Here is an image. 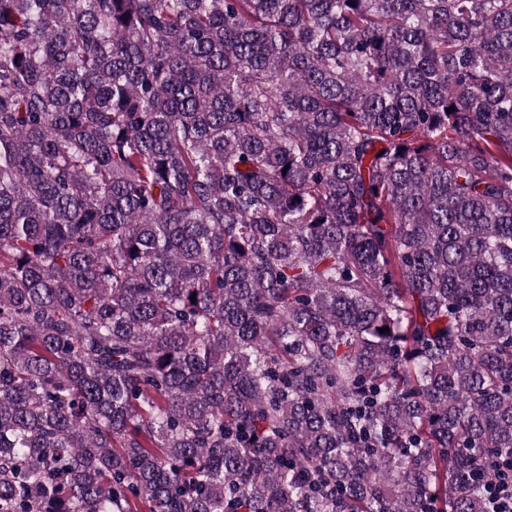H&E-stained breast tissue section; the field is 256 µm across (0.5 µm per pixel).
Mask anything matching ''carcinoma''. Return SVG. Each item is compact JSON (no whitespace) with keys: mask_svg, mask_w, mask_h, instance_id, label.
I'll list each match as a JSON object with an SVG mask.
<instances>
[{"mask_svg":"<svg viewBox=\"0 0 512 512\" xmlns=\"http://www.w3.org/2000/svg\"><path fill=\"white\" fill-rule=\"evenodd\" d=\"M494 485L512 0H0V512Z\"/></svg>","mask_w":512,"mask_h":512,"instance_id":"cac0c4a2","label":"carcinoma"}]
</instances>
